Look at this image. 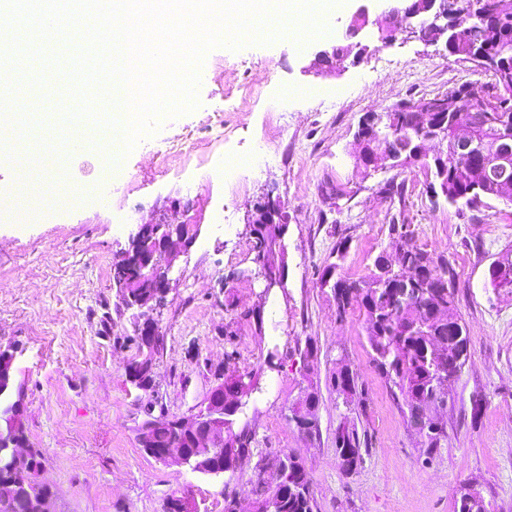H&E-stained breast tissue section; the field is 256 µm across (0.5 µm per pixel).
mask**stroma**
<instances>
[{"instance_id": "35a3bbf8", "label": "stroma", "mask_w": 512, "mask_h": 512, "mask_svg": "<svg viewBox=\"0 0 512 512\" xmlns=\"http://www.w3.org/2000/svg\"><path fill=\"white\" fill-rule=\"evenodd\" d=\"M310 52L289 37L211 50L198 107L142 139L120 174L84 151L71 155L61 179L37 166L35 193L56 191L62 180L70 198L0 222V346L16 350L24 426L43 454L56 512H167L181 495L198 512H224L225 496L251 502L256 459L276 452L305 463L315 512H455L463 486L484 512H512V289L489 281L491 263L512 249V202L435 204L420 166L367 176L352 158L366 113L489 77L444 43L402 35L337 78L307 74ZM220 107L225 137L214 142L209 127ZM165 140L184 142L191 155L158 156ZM238 155L254 164L239 181L211 177L219 159ZM389 180L404 183L403 202L383 194ZM269 195L287 201L289 224L287 278L268 290L251 276L247 218ZM176 206L198 235L154 314L161 340L153 387L143 391L127 377L139 351L112 270L137 225ZM399 213L415 246L454 267L468 336L467 361L446 406L433 412L445 435L432 451L376 368L362 312L337 317L335 294L319 280L342 240L343 274L367 278L379 252H396L388 224ZM344 365L359 376L349 399L331 385ZM230 366L258 374L259 389L236 421L253 436L251 457L210 478L147 455L141 424L197 413ZM309 392L319 398L312 436L289 420ZM343 425L356 428L362 446L348 474L336 456Z\"/></svg>"}]
</instances>
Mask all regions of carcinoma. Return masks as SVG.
Listing matches in <instances>:
<instances>
[{"label":"carcinoma","mask_w":512,"mask_h":512,"mask_svg":"<svg viewBox=\"0 0 512 512\" xmlns=\"http://www.w3.org/2000/svg\"><path fill=\"white\" fill-rule=\"evenodd\" d=\"M458 10L473 18L471 38L454 45L449 55L469 60L477 55H486L496 60L487 73L491 84L480 85L481 91L498 102L497 111L488 121L474 126V143L471 156L465 157L448 151L442 164L435 159L420 160L416 154L419 140L409 129L412 113L394 112L385 136L380 142L384 150L392 152L403 160L402 167L420 164L434 183L446 189L448 203L476 207L484 198L512 201V157L503 164L499 177H486L482 160L496 156L512 148V10L495 11L484 0H457ZM284 224H254L250 236L253 238L255 259L262 270L272 272L285 266L283 241L286 236ZM344 245L336 247V261L323 268L321 276L332 270L339 278L340 293L336 294L338 311L357 308L365 316L366 332L373 361L386 382L406 395L405 404L409 414L427 403L439 390L448 395L457 373L464 362L461 356H468V340L462 345L452 342V337L465 335L464 326L454 309L455 270L441 256L420 249L407 242L403 243L399 256L402 268L413 272L415 286L429 285L435 292L421 297L415 303H402L392 290L396 270H388L381 263V256L374 260L371 276L362 281L351 280L342 273ZM448 286V294L437 289V284ZM439 341L449 343L452 361L435 362L429 346ZM243 380L239 389L230 384L233 379ZM257 373H241L237 369L228 371L224 380V410L235 408L242 411L251 395L258 390ZM333 388L340 395L358 390L357 375L344 366L332 379ZM226 447L237 452L235 462L252 454V435L246 429L235 431L233 426L225 429ZM188 444L168 417L159 416L154 433V444L164 448L173 441ZM336 454L342 470L349 474L361 462V440L358 432L348 427L336 430ZM281 456H262L255 466L256 480L252 488L254 500L278 499L281 512H314L315 503L310 486L304 490L292 489L293 474L288 482H275L265 478L267 470L279 467ZM26 477L7 467V454L0 452V485L13 483L21 485Z\"/></svg>","instance_id":"obj_1"}]
</instances>
